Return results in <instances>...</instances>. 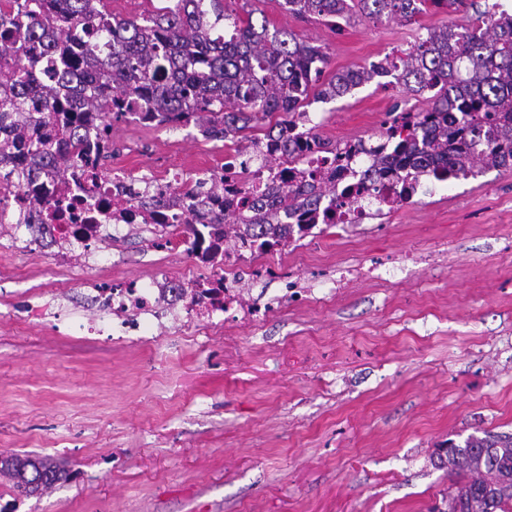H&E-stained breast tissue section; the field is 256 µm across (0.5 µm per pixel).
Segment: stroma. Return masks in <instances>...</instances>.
Listing matches in <instances>:
<instances>
[{
	"label": "stroma",
	"instance_id": "stroma-1",
	"mask_svg": "<svg viewBox=\"0 0 512 512\" xmlns=\"http://www.w3.org/2000/svg\"><path fill=\"white\" fill-rule=\"evenodd\" d=\"M512 0L425 4L412 22L339 28L251 0L270 30L320 39L337 72L396 59L422 27L458 24ZM402 85L374 83L312 102L329 144L379 137L403 109ZM107 169H168L184 182L218 169L235 140L194 127L112 125ZM295 249L309 299L210 335L186 320L142 328L133 342L71 335L90 324L97 283L177 277L185 244L158 247L145 227L100 265L73 262L54 290L39 242L0 248V460L48 458L68 476L17 496L0 474V512H428L451 481L432 457L446 440L512 434V168L424 185L412 203L318 234ZM381 263L336 288V272Z\"/></svg>",
	"mask_w": 512,
	"mask_h": 512
}]
</instances>
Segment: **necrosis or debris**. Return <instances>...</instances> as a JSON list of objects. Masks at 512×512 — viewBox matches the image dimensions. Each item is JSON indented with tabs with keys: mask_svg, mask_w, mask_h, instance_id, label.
Returning a JSON list of instances; mask_svg holds the SVG:
<instances>
[{
	"mask_svg": "<svg viewBox=\"0 0 512 512\" xmlns=\"http://www.w3.org/2000/svg\"><path fill=\"white\" fill-rule=\"evenodd\" d=\"M311 123L309 115L299 116L297 127L305 132L306 147L289 167L270 166L266 158L274 154L275 143L260 141L249 158L236 156L227 161L220 172L223 186L203 196L186 195L176 174L158 180L122 172L95 176L91 162L98 156L101 139L90 127L84 136L89 165L69 168L64 177L38 169L29 158L11 163L12 188L0 195V223L12 227L11 247L25 249L29 236L35 234L47 253L80 257L89 268L96 265L102 246L123 238L137 224L146 225L157 239L166 242L178 225H210L227 210L235 212L241 223H248L250 199L271 189H287L284 173L288 170L299 182L316 184L332 175L337 189L358 184L373 162L375 142L351 140L331 153L308 135ZM402 202L399 188L390 183L373 196L359 197L343 207L324 205L321 220L360 224L370 205L393 209ZM283 264L279 253L260 256L252 239L237 238L228 244L223 237L207 235L200 248L190 254L187 276L174 278L161 273L141 286L131 282L111 288L98 285L93 300L102 322L117 319V331L122 336L139 329L141 321L170 317L194 321L206 333L214 329V319L221 315L234 322H253L265 316V306L245 297V275L279 274L285 285L282 301L301 296L300 280L283 272Z\"/></svg>",
	"mask_w": 512,
	"mask_h": 512,
	"instance_id": "1",
	"label": "necrosis or debris"
}]
</instances>
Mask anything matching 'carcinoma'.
<instances>
[{
	"mask_svg": "<svg viewBox=\"0 0 512 512\" xmlns=\"http://www.w3.org/2000/svg\"><path fill=\"white\" fill-rule=\"evenodd\" d=\"M453 8L463 0H276L300 17L351 22L359 15L410 22L426 2ZM106 0H20L0 29V86L13 89L15 102L39 87L38 112L0 110V129L10 128L18 146L42 166L63 171L84 161L81 128L89 115L100 119L103 138L112 122L148 100L173 124L203 127L221 140L236 136L237 155L246 158L256 142L244 131L274 115L267 138L277 140L272 165L301 149L293 117L309 105V90L327 62L324 46L286 31H270L264 12L238 13L224 0H164L147 17L117 18ZM44 43L31 58L25 42ZM392 76L425 96V107L397 115L380 139L391 153L380 156L356 187L357 196L374 183L394 178L411 188L442 165L440 177H467L474 169L512 167V15L485 11L466 24L426 29L394 61L336 73L317 96L335 99L379 78ZM77 77L90 93L70 96ZM70 139L73 152L56 157L52 134ZM336 199V187L317 193L312 185L285 191L258 217L243 225L262 249L280 244L306 224H281L287 208L302 206L316 215L321 196ZM436 466L455 478L448 512H512V435H470L448 441L436 452ZM0 468L19 495H34L67 477L49 459L14 458Z\"/></svg>",
	"mask_w": 512,
	"mask_h": 512,
	"instance_id": "cac0c4a2",
	"label": "carcinoma"
}]
</instances>
